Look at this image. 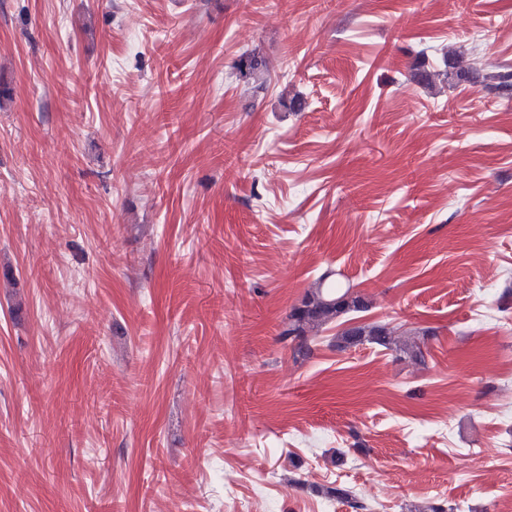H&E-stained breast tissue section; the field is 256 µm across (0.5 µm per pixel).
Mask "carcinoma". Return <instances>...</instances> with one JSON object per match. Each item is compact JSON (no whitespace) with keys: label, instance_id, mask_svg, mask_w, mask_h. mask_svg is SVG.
Returning <instances> with one entry per match:
<instances>
[{"label":"carcinoma","instance_id":"carcinoma-1","mask_svg":"<svg viewBox=\"0 0 512 512\" xmlns=\"http://www.w3.org/2000/svg\"><path fill=\"white\" fill-rule=\"evenodd\" d=\"M239 78L248 82L262 79V61L254 53L244 54L236 64ZM483 81L485 87L502 96L512 97V69L495 67L487 72ZM369 303L360 295L344 287L336 280L335 272L325 270L314 287L310 288L299 304L289 315L288 323L282 329L279 340L292 346L302 355L311 352L309 334L318 333L323 326L351 313H360L368 309ZM373 344L386 349L395 348L413 358L424 361L419 344L414 341L399 343L393 337V330L382 323H358L353 328H344L336 337V345L341 348L359 344Z\"/></svg>","mask_w":512,"mask_h":512}]
</instances>
